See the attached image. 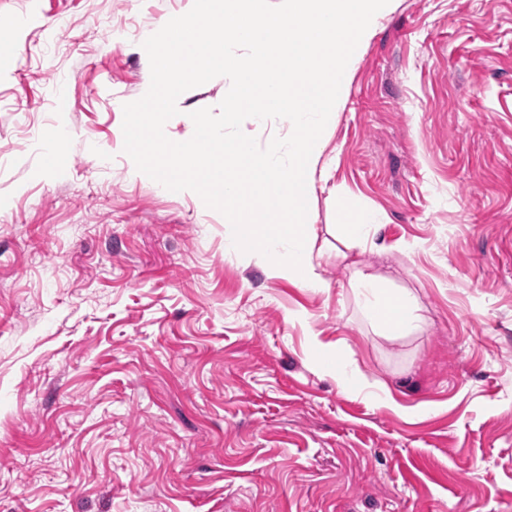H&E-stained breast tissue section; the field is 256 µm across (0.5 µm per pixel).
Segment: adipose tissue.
<instances>
[{
	"label": "adipose tissue",
	"instance_id": "obj_1",
	"mask_svg": "<svg viewBox=\"0 0 512 512\" xmlns=\"http://www.w3.org/2000/svg\"><path fill=\"white\" fill-rule=\"evenodd\" d=\"M350 286L365 320L384 335L398 338L420 329V307L410 293L384 288L376 275L360 269L355 270Z\"/></svg>",
	"mask_w": 512,
	"mask_h": 512
}]
</instances>
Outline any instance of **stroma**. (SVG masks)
<instances>
[{
	"instance_id": "1",
	"label": "stroma",
	"mask_w": 512,
	"mask_h": 512,
	"mask_svg": "<svg viewBox=\"0 0 512 512\" xmlns=\"http://www.w3.org/2000/svg\"><path fill=\"white\" fill-rule=\"evenodd\" d=\"M192 5L0 0L25 19L0 54V512H512V0H394L373 29L315 182L319 291L123 150L140 37ZM229 87L181 94L166 135ZM366 210L389 251L327 233ZM357 261L420 331L364 320ZM65 142V133L60 128L49 131L45 135L47 148L46 164L51 170H59L62 168V161L65 156ZM313 346L322 352V367L324 372L336 380V384L346 389L355 386L358 382L357 378L351 373L348 363L342 360L328 345L324 344L319 338H313Z\"/></svg>"
}]
</instances>
